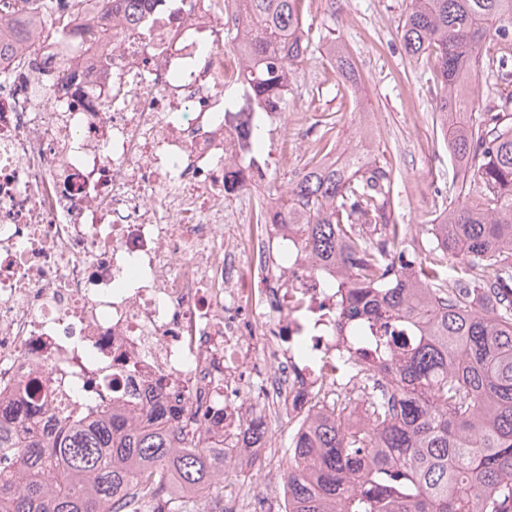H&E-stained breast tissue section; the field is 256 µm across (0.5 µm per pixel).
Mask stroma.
Masks as SVG:
<instances>
[{
    "label": "stroma",
    "instance_id": "stroma-1",
    "mask_svg": "<svg viewBox=\"0 0 512 512\" xmlns=\"http://www.w3.org/2000/svg\"><path fill=\"white\" fill-rule=\"evenodd\" d=\"M408 0H307L305 24L313 57L288 86L285 125L289 138L317 139L330 129L337 143L363 149L395 169L390 197L398 223L409 225L405 251L423 254L425 226L456 199L459 178L436 122L439 86L424 59L401 47L400 26ZM339 45L352 61L357 83L345 81L329 49ZM501 44H490L487 65L475 82L480 106L512 104V77H499ZM372 113L382 134L367 138L361 113ZM295 419L287 412L266 418L260 445L234 452L245 492L260 490L282 500L286 448Z\"/></svg>",
    "mask_w": 512,
    "mask_h": 512
}]
</instances>
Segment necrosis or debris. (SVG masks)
<instances>
[{
  "label": "necrosis or debris",
  "mask_w": 512,
  "mask_h": 512,
  "mask_svg": "<svg viewBox=\"0 0 512 512\" xmlns=\"http://www.w3.org/2000/svg\"><path fill=\"white\" fill-rule=\"evenodd\" d=\"M238 10L145 0L130 18L121 0H54L55 33L30 0L0 57V399L39 388L82 417L159 390L205 431L256 414L247 379L271 406L349 390L330 380L352 350L336 291L285 215L262 199L276 223L224 219L288 161L275 102L277 152L251 149L244 63L224 51Z\"/></svg>",
  "instance_id": "necrosis-or-debris-1"
}]
</instances>
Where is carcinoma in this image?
Returning a JSON list of instances; mask_svg holds the SVG:
<instances>
[{
	"mask_svg": "<svg viewBox=\"0 0 512 512\" xmlns=\"http://www.w3.org/2000/svg\"><path fill=\"white\" fill-rule=\"evenodd\" d=\"M243 2L224 51L241 55L263 112L286 105L312 39L304 0ZM400 37L433 64L443 138L467 169L457 204L426 225L431 246L407 262L393 166L360 149L313 157L280 196L300 246L340 275L339 328L408 332L336 361L361 392L317 405L291 438L285 512H512V122L472 97L487 42L512 61V0H410ZM25 415L37 429L23 440L0 415V512H194L224 459L264 436L259 419L203 434L159 394L86 420L44 401Z\"/></svg>",
	"mask_w": 512,
	"mask_h": 512,
	"instance_id": "cac0c4a2",
	"label": "carcinoma"
}]
</instances>
